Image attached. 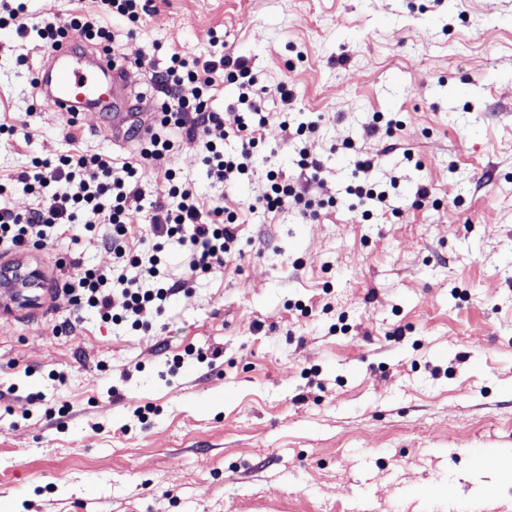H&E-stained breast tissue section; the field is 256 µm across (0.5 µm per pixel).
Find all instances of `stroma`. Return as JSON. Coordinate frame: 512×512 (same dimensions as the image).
I'll list each match as a JSON object with an SVG mask.
<instances>
[{
    "label": "stroma",
    "instance_id": "35a3bbf8",
    "mask_svg": "<svg viewBox=\"0 0 512 512\" xmlns=\"http://www.w3.org/2000/svg\"><path fill=\"white\" fill-rule=\"evenodd\" d=\"M27 7L79 9L119 31L148 106L161 89L136 60L153 42L206 57L223 37L265 87L271 118L230 190L208 177L200 141L181 139L180 179L240 224L223 267L149 328L76 311L66 277L113 263L81 226L42 250L0 253V269L41 274L30 301L0 295V507L512 512V481L475 462L479 448L512 455V0H150L132 35L99 0ZM42 57L36 38L0 28V124L21 133L0 137V203L18 212L42 202L15 181L33 157L135 153L113 144L99 113L73 131L66 115L31 111ZM280 112L316 122L320 174L298 166ZM377 113L402 122L393 152L365 131ZM360 157L368 173L355 172ZM270 171L316 216L249 211ZM393 175L391 211L362 218L349 187L381 189ZM143 183L131 238L147 247L149 202L170 185L152 169ZM421 185L432 202L419 207ZM188 347L220 357L171 373ZM64 404L66 417L48 416ZM145 405L154 412L141 423Z\"/></svg>",
    "mask_w": 512,
    "mask_h": 512
}]
</instances>
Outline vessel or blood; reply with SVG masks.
Here are the masks:
<instances>
[{
	"label": "vessel or blood",
	"mask_w": 512,
	"mask_h": 512,
	"mask_svg": "<svg viewBox=\"0 0 512 512\" xmlns=\"http://www.w3.org/2000/svg\"><path fill=\"white\" fill-rule=\"evenodd\" d=\"M36 96L44 110L74 119L84 112L111 113L112 140L117 144H126L131 132L144 138L152 130L151 120L133 108L124 65L110 53L88 51L77 31L51 47L36 77Z\"/></svg>",
	"instance_id": "1"
}]
</instances>
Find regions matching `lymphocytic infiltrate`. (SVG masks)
Wrapping results in <instances>:
<instances>
[{
	"instance_id": "f902f5d3",
	"label": "lymphocytic infiltrate",
	"mask_w": 512,
	"mask_h": 512,
	"mask_svg": "<svg viewBox=\"0 0 512 512\" xmlns=\"http://www.w3.org/2000/svg\"><path fill=\"white\" fill-rule=\"evenodd\" d=\"M2 27L15 29L24 39L37 36L49 47L72 30L81 31L89 44L106 51L112 50L115 41L109 28L79 10L63 18L30 21L24 0L13 5L0 0ZM159 75L169 94L158 103L154 130L149 137L139 139L136 155L120 161L109 154L33 158L17 181L25 190L44 197L45 205L24 214L0 207V249L4 251L21 253L44 248L66 225L82 224L91 240L111 251L114 265L108 273L81 269L65 282V290L77 309L89 308L102 320L127 321L135 328L148 327L147 312H162L185 281L223 266L237 239V212L220 204L204 206L176 170L168 167L177 135L200 138L202 162L209 178L229 187L251 171L254 150L268 120L256 79L250 77L242 62L230 56L221 54L202 60L172 50ZM224 80L239 85L233 104L237 115L230 128L224 125L223 113L210 105L214 86ZM223 128L229 137L238 139L240 148L236 153H225L223 143L212 139V131ZM158 164L165 167L170 199L153 203L154 243L151 249L138 250L129 245L128 237L133 207L146 195L141 171ZM267 180L266 190L254 199V208L275 212L291 205L302 214H312L311 202L305 201L292 184L280 181L272 172ZM63 181L77 183V192H57L56 184ZM173 240L188 252L185 278L175 282L162 259L166 244Z\"/></svg>"
}]
</instances>
